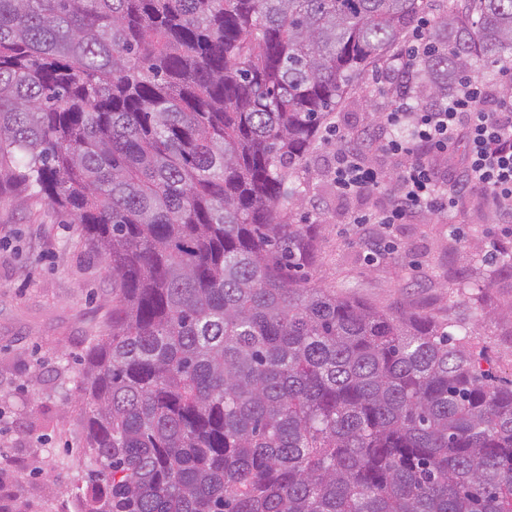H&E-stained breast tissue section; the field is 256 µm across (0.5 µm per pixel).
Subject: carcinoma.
Listing matches in <instances>:
<instances>
[{
	"label": "carcinoma",
	"instance_id": "cac0c4a2",
	"mask_svg": "<svg viewBox=\"0 0 512 512\" xmlns=\"http://www.w3.org/2000/svg\"><path fill=\"white\" fill-rule=\"evenodd\" d=\"M431 0H0V182L112 279L75 512H512V383L473 331L320 288L288 178ZM448 0L416 98L512 52Z\"/></svg>",
	"mask_w": 512,
	"mask_h": 512
}]
</instances>
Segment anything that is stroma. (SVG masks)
Instances as JSON below:
<instances>
[{"label": "stroma", "mask_w": 512, "mask_h": 512, "mask_svg": "<svg viewBox=\"0 0 512 512\" xmlns=\"http://www.w3.org/2000/svg\"><path fill=\"white\" fill-rule=\"evenodd\" d=\"M392 103L391 92L364 79L335 119L354 141ZM334 150L333 141L317 139L305 167L288 181L301 193L293 223L322 225L313 282L380 308L401 303L464 322L497 376L512 380V315L505 311L512 275L489 276L494 227L477 201L462 208V238L421 216L394 226L398 252L370 261L350 215L383 206L390 192L338 198L329 181ZM464 251L471 264L461 261ZM111 309L106 264L89 251L77 225L60 222L55 210L19 188L0 186V512H71L85 437L77 382L86 339L105 332Z\"/></svg>", "instance_id": "35a3bbf8"}]
</instances>
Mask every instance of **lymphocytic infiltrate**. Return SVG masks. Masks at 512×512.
Here are the masks:
<instances>
[{
    "instance_id": "f902f5d3",
    "label": "lymphocytic infiltrate",
    "mask_w": 512,
    "mask_h": 512,
    "mask_svg": "<svg viewBox=\"0 0 512 512\" xmlns=\"http://www.w3.org/2000/svg\"><path fill=\"white\" fill-rule=\"evenodd\" d=\"M429 25V19H420L413 43L396 55L390 73L373 77L375 83H391L397 102L379 113L363 137L389 160L390 169L367 161L334 127L329 131L336 142L331 180L337 196L353 198L372 193L387 175H394L388 203L353 217L355 224L381 228L370 242L372 258L396 249L394 225L422 214L449 223L451 235H459L461 207L475 196L498 229L490 242L491 257L504 260L508 253L501 242L512 237V94L491 91L482 80L469 76L459 81L448 100L428 108L412 105L410 70L428 46ZM461 141L467 147L465 155L461 162L451 163L452 149Z\"/></svg>"
}]
</instances>
